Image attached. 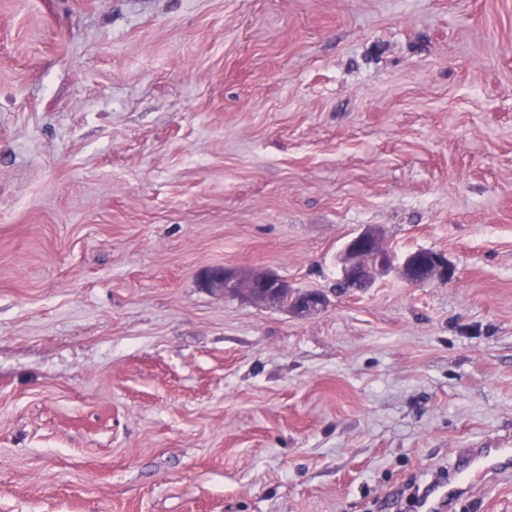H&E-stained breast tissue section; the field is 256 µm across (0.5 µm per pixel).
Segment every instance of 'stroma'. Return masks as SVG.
I'll return each instance as SVG.
<instances>
[{"mask_svg": "<svg viewBox=\"0 0 512 512\" xmlns=\"http://www.w3.org/2000/svg\"><path fill=\"white\" fill-rule=\"evenodd\" d=\"M507 441L512 0H0V512H411ZM340 281L354 283L353 289L367 288L375 276L392 267V256L383 245L377 227L367 226L344 245L340 258ZM398 272L411 286L429 282L449 284L455 278V268L448 259L440 252L427 249L408 253L399 265ZM200 284L211 293L221 295L238 294L259 305H280L283 294L291 296L288 309L297 316H305L325 308L324 294L316 290L299 291L271 269L242 270L215 266L203 270ZM255 288H266L265 293H256Z\"/></svg>", "mask_w": 512, "mask_h": 512, "instance_id": "1", "label": "stroma"}]
</instances>
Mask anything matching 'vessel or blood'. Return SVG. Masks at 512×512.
Segmentation results:
<instances>
[{
    "label": "vessel or blood",
    "mask_w": 512,
    "mask_h": 512,
    "mask_svg": "<svg viewBox=\"0 0 512 512\" xmlns=\"http://www.w3.org/2000/svg\"><path fill=\"white\" fill-rule=\"evenodd\" d=\"M455 479L428 484L414 504V512H451L475 481L490 485L512 474V448H471L455 464Z\"/></svg>",
    "instance_id": "vessel-or-blood-1"
}]
</instances>
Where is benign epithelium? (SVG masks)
Returning <instances> with one entry per match:
<instances>
[{
	"label": "benign epithelium",
	"instance_id": "benign-epithelium-1",
	"mask_svg": "<svg viewBox=\"0 0 512 512\" xmlns=\"http://www.w3.org/2000/svg\"><path fill=\"white\" fill-rule=\"evenodd\" d=\"M340 281L354 289L368 287L375 276L392 267V256L383 245L381 231L367 226L344 245L340 258ZM401 278L411 286L429 282L449 284L455 268L440 252L419 249L408 253L398 267ZM200 284L211 293L238 294L259 305H280V297L291 296L288 309L305 316L325 308L324 294L316 290L299 291L271 269L242 270L224 266L210 267L199 276Z\"/></svg>",
	"mask_w": 512,
	"mask_h": 512
}]
</instances>
